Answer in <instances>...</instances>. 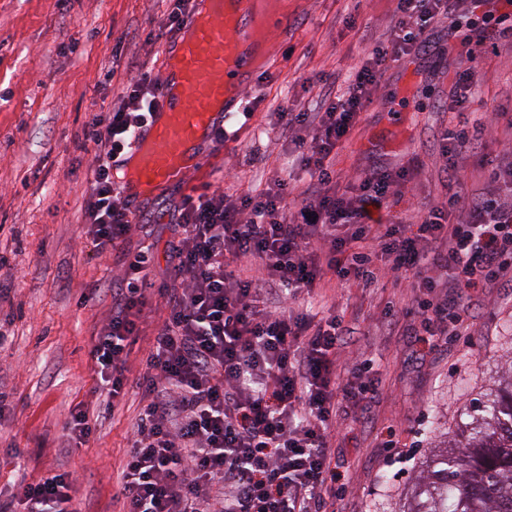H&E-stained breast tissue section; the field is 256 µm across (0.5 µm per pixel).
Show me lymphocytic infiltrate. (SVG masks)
I'll return each mask as SVG.
<instances>
[{
    "instance_id": "1",
    "label": "lymphocytic infiltrate",
    "mask_w": 512,
    "mask_h": 512,
    "mask_svg": "<svg viewBox=\"0 0 512 512\" xmlns=\"http://www.w3.org/2000/svg\"><path fill=\"white\" fill-rule=\"evenodd\" d=\"M448 0H397L390 48H374L345 91L321 112L281 110L277 133L304 149L309 181L293 214L284 181L256 195L185 196L168 243L174 275L149 292L152 246L125 254L112 304L90 350L97 393L107 408L126 395L131 339L151 304L164 313L139 380L140 412L120 473L123 512H326L336 492L332 465L341 401L375 394L364 376L373 361L358 354L338 372L341 337L351 330L301 295L334 282L376 286L383 274L408 281L417 305L409 315L430 347L441 336H471L476 325L463 298L512 273V172L489 169L477 197H448L415 224L375 223L410 180L409 170H375L339 187L330 157L371 102L389 62L430 47ZM122 103L93 115L85 137L95 163L84 206L86 237L106 257L143 222L112 180L114 160L159 104L157 82L142 65L129 68ZM512 127V114L480 113L472 125L444 128L448 159L470 153L482 134ZM309 138H297L298 127ZM447 296H440V289ZM76 477L63 472L19 485L0 497V512H71Z\"/></svg>"
}]
</instances>
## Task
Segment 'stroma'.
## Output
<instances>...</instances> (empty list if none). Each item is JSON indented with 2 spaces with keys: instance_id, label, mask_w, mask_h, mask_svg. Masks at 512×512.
<instances>
[{
  "instance_id": "obj_1",
  "label": "stroma",
  "mask_w": 512,
  "mask_h": 512,
  "mask_svg": "<svg viewBox=\"0 0 512 512\" xmlns=\"http://www.w3.org/2000/svg\"><path fill=\"white\" fill-rule=\"evenodd\" d=\"M167 0H0V369L8 375L0 403V495L43 476H79L74 512H122L118 474L140 410L142 360L158 329L148 315L130 346L127 394L115 413L101 415L82 445L65 429L69 412L96 407L89 350L107 310L112 275L124 254L153 244L151 281L166 283L172 269L166 246L170 213L193 188L256 194L286 180L287 209L308 179L302 151L274 131L276 112L287 106L312 112L321 89L344 91L359 58L389 45L395 0H265L281 22L267 61L269 79L252 89L260 104L238 112L239 140L189 185H171L134 198L146 216L108 258L86 239L85 194L95 150L84 138L92 115L121 101L122 79L111 76L112 51L123 47L153 73L166 61L169 40L155 39ZM462 16L452 8L436 24L435 51L389 63L372 102L330 161L340 184L383 168L419 169L389 216L415 224L442 206L449 194L477 196L489 165L502 161L500 136L489 132L460 160L461 182L450 181L440 132L458 121L446 104L455 75L465 66L448 44V25ZM495 40L475 65L482 91L468 112L495 106L512 113V9L493 14ZM323 303L351 329L341 343L342 362L357 351L375 361L377 394L340 408L333 462L341 492L330 512H399L407 503L421 462L440 435L456 439L472 402L484 398L500 367L512 357V279L503 278L472 301L478 334L457 343L420 348L419 324L407 317L410 288L392 284L362 290H327ZM399 312L388 325L386 310ZM397 448H390V441Z\"/></svg>"
}]
</instances>
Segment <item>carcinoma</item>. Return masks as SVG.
<instances>
[{
	"label": "carcinoma",
	"instance_id": "carcinoma-1",
	"mask_svg": "<svg viewBox=\"0 0 512 512\" xmlns=\"http://www.w3.org/2000/svg\"><path fill=\"white\" fill-rule=\"evenodd\" d=\"M451 453L432 452L406 512H512V360Z\"/></svg>",
	"mask_w": 512,
	"mask_h": 512
}]
</instances>
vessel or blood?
Instances as JSON below:
<instances>
[{
	"label": "vessel or blood",
	"mask_w": 512,
	"mask_h": 512,
	"mask_svg": "<svg viewBox=\"0 0 512 512\" xmlns=\"http://www.w3.org/2000/svg\"><path fill=\"white\" fill-rule=\"evenodd\" d=\"M186 34L170 46L159 74L160 105L135 138L138 181L145 186L182 183L189 151L207 138L213 154L224 152L218 132L233 117L226 101L235 68L247 51L231 34L248 23L243 0H197Z\"/></svg>",
	"instance_id": "vessel-or-blood-1"
}]
</instances>
